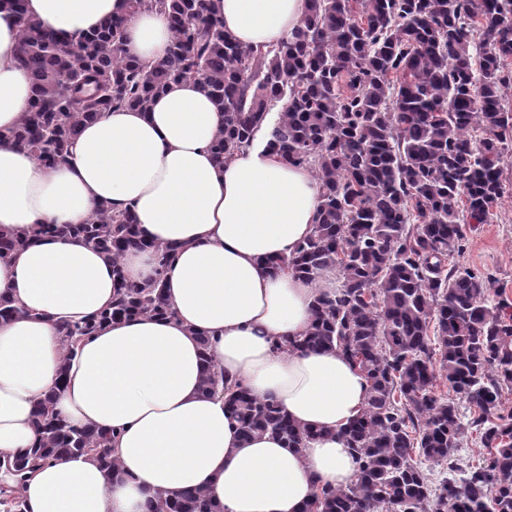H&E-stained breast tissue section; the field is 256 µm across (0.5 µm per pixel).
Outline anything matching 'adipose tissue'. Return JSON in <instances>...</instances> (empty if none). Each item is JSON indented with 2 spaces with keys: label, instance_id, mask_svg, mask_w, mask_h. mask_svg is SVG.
Segmentation results:
<instances>
[{
  "label": "adipose tissue",
  "instance_id": "ef3b65f1",
  "mask_svg": "<svg viewBox=\"0 0 512 512\" xmlns=\"http://www.w3.org/2000/svg\"><path fill=\"white\" fill-rule=\"evenodd\" d=\"M224 30L244 45H277L299 24L305 0H213ZM30 18L72 37L125 18V52L165 58L169 22L129 15L128 0H26ZM16 18L0 9V130L27 111L31 78L15 58ZM224 113L197 81L171 83L147 111L118 108L83 126L54 167L0 143V235L38 224H82L99 207L131 210L144 249L128 250V283L162 274L173 317L114 320L65 356L58 327L108 308L116 293L109 257L80 237H38L0 262V485L4 459L37 442V403L71 424L110 435L119 471L74 454L32 472L30 512H151L155 495L202 489L226 512H300L317 486L351 484L357 463L339 431L363 409L364 375L336 348L278 350L307 333L318 296L336 277L273 271L316 222L320 186L257 141L233 160L210 149ZM175 255L159 267L155 245ZM229 382L273 400L314 431L304 451L281 439L243 440L223 399L201 392L200 337Z\"/></svg>",
  "mask_w": 512,
  "mask_h": 512
}]
</instances>
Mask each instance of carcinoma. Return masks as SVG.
I'll return each instance as SVG.
<instances>
[{"mask_svg": "<svg viewBox=\"0 0 512 512\" xmlns=\"http://www.w3.org/2000/svg\"><path fill=\"white\" fill-rule=\"evenodd\" d=\"M19 24L16 60L32 99L0 142L46 167L69 156L83 125L121 107L148 110L170 83L194 79L224 111L211 144L229 160L263 127L267 147L308 168L320 185L317 224L291 257L270 261L311 280L341 273L320 298L298 348L336 347L369 383L361 413L340 435L355 452V481L317 487L300 512H512V298L471 271L447 270L466 226L485 224L504 194L501 159L512 150V0H305L299 25L267 49L224 32L207 0H129L161 11L168 56L146 66L123 49L125 20L73 40L28 18L24 0H0ZM34 235H78L112 256L123 279L140 239L129 210L98 209L88 222L39 224ZM162 273L121 286L112 306L61 328L68 354L111 320L165 318ZM202 392L224 398L247 441L270 434L301 448L314 434L277 404L224 378L201 338ZM444 377L470 415L434 392ZM39 404L40 440L14 459L21 485L52 459L83 453L119 468L112 438L71 425ZM481 431L477 466L456 451L465 426ZM446 465L438 485L422 462ZM151 512H218L204 490L157 494Z\"/></svg>", "mask_w": 512, "mask_h": 512, "instance_id": "1", "label": "carcinoma"}]
</instances>
